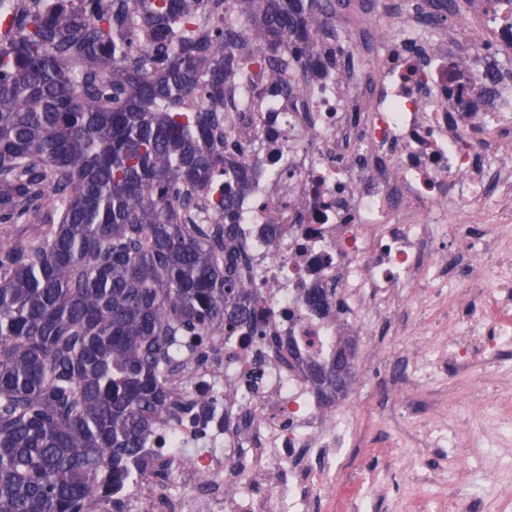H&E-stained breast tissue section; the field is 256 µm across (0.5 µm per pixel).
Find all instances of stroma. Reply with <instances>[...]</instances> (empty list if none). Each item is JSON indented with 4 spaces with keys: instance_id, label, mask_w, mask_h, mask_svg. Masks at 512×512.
Instances as JSON below:
<instances>
[{
    "instance_id": "35a3bbf8",
    "label": "stroma",
    "mask_w": 512,
    "mask_h": 512,
    "mask_svg": "<svg viewBox=\"0 0 512 512\" xmlns=\"http://www.w3.org/2000/svg\"><path fill=\"white\" fill-rule=\"evenodd\" d=\"M351 3L334 0L326 26L335 31L353 69L371 74L377 60L357 48ZM484 287L478 281L469 289L439 293L416 289L403 303L414 314L407 330L384 318L356 331L354 382L334 409L359 422L362 438L344 449L341 470L363 474L376 464L403 473L404 491L386 483L365 486V494L383 500L381 512H422L427 504L433 512H454L462 496L473 499L475 512H512V428L501 423L512 416V367L498 360L502 354L512 358V335L502 336L497 355L477 336L466 363L445 354L467 297ZM398 351L423 361L422 375L406 377L388 405H378L373 360Z\"/></svg>"
}]
</instances>
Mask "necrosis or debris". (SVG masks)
<instances>
[{
	"mask_svg": "<svg viewBox=\"0 0 512 512\" xmlns=\"http://www.w3.org/2000/svg\"><path fill=\"white\" fill-rule=\"evenodd\" d=\"M380 75L298 81L291 96L243 109L229 125L252 179L236 198L245 274L262 288L278 357L247 336H223L222 369L194 367L189 387L213 410L161 419L120 498L125 512H296L309 476L336 483L348 418L326 417L304 369L336 340L396 308L411 289L486 280L512 302V251L479 266L485 234L450 232L449 212L481 205V223H512V95L496 56L435 0H402ZM328 311L314 313L310 292ZM264 376L251 386L255 356ZM180 491L160 489L159 464Z\"/></svg>",
	"mask_w": 512,
	"mask_h": 512,
	"instance_id": "4bbe7bcc",
	"label": "necrosis or debris"
}]
</instances>
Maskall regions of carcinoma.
Segmentation results:
<instances>
[{"mask_svg":"<svg viewBox=\"0 0 512 512\" xmlns=\"http://www.w3.org/2000/svg\"><path fill=\"white\" fill-rule=\"evenodd\" d=\"M326 0H12L0 11V512H122L212 337L260 331L227 122L334 72ZM248 20L249 31L240 21ZM267 70L257 92L252 71ZM354 341L311 362L331 405Z\"/></svg>","mask_w":512,"mask_h":512,"instance_id":"1","label":"carcinoma"}]
</instances>
